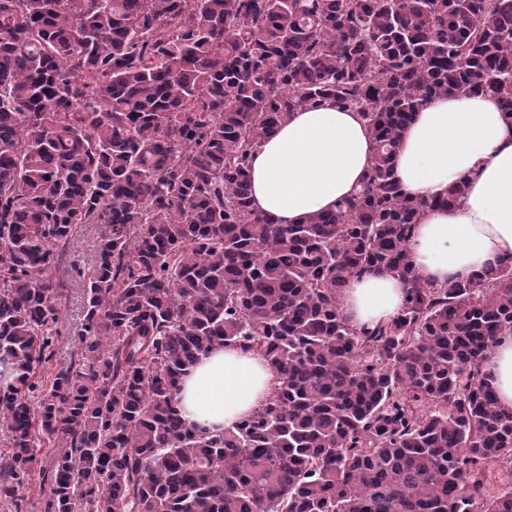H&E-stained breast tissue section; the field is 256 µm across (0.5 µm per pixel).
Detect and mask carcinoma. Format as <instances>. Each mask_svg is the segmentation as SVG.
<instances>
[{
	"label": "carcinoma",
	"mask_w": 512,
	"mask_h": 512,
	"mask_svg": "<svg viewBox=\"0 0 512 512\" xmlns=\"http://www.w3.org/2000/svg\"><path fill=\"white\" fill-rule=\"evenodd\" d=\"M449 93L512 122V0H0V501L43 437L67 447L47 512H512V411L484 372L512 254L424 284L414 226L466 184L412 198L394 172ZM325 102L360 112L372 165L336 210L276 224L251 207L253 149ZM82 224L101 235L70 265L78 362L47 377ZM374 268L405 304L357 329L339 296ZM229 346L267 361L270 395L192 428L179 381ZM99 224H82L78 233L69 246V256L72 263L79 267H91L97 256V245L100 233Z\"/></svg>",
	"instance_id": "carcinoma-1"
}]
</instances>
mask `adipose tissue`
I'll return each mask as SVG.
<instances>
[{"label": "adipose tissue", "instance_id": "obj_1", "mask_svg": "<svg viewBox=\"0 0 512 512\" xmlns=\"http://www.w3.org/2000/svg\"><path fill=\"white\" fill-rule=\"evenodd\" d=\"M374 140L359 112L333 105L306 108L265 136L251 165L252 205L279 224H293L361 187ZM402 191L434 196L466 179L452 210L428 212L409 243L423 282L442 286L512 254V123L492 95L448 94L422 106L407 125L395 156ZM405 288L375 269L353 279L340 298L353 327L389 320L403 307ZM500 408L512 410V334L498 337L484 365ZM274 374L260 355L217 348L180 381L178 399L191 425L221 432L255 412Z\"/></svg>", "mask_w": 512, "mask_h": 512}]
</instances>
